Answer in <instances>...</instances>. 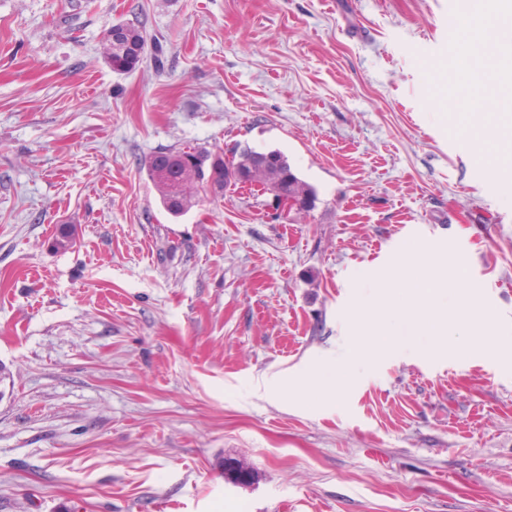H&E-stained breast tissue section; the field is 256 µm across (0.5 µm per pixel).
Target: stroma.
Masks as SVG:
<instances>
[{
	"mask_svg": "<svg viewBox=\"0 0 512 512\" xmlns=\"http://www.w3.org/2000/svg\"><path fill=\"white\" fill-rule=\"evenodd\" d=\"M492 8L0 0V512H512V127L445 75ZM119 21L163 68L112 71ZM185 145L281 151L316 206L173 218L142 161ZM437 253L470 342L355 322ZM256 478L255 473L237 460L225 459L224 479L235 485L251 484Z\"/></svg>",
	"mask_w": 512,
	"mask_h": 512,
	"instance_id": "35a3bbf8",
	"label": "stroma"
}]
</instances>
